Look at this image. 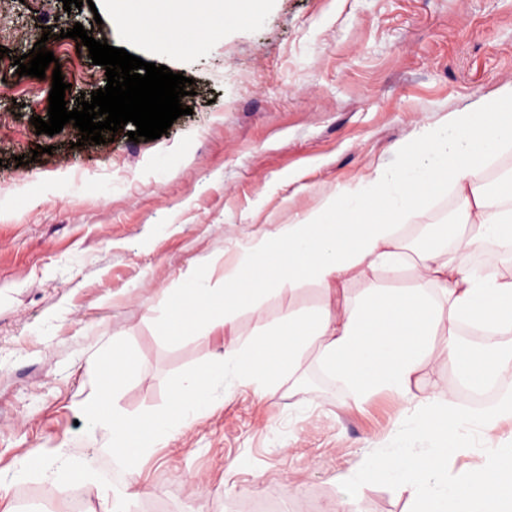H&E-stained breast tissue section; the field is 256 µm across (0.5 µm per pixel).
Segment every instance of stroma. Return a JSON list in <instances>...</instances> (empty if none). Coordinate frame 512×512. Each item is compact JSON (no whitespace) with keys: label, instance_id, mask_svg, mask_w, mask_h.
I'll return each instance as SVG.
<instances>
[{"label":"stroma","instance_id":"1","mask_svg":"<svg viewBox=\"0 0 512 512\" xmlns=\"http://www.w3.org/2000/svg\"><path fill=\"white\" fill-rule=\"evenodd\" d=\"M242 10L217 37L189 25L178 50L115 29L104 0L69 12L62 0H0V512H65L73 497L81 512H100L110 489L126 492L125 512L412 508L362 466L437 446L420 427L424 398L435 384L453 389L456 374L431 357L410 396L380 390L357 405L309 349L264 396L215 393V407L132 475L112 464L110 429L86 418L113 346L134 369L104 410L156 416L230 339L247 340L288 306L319 305L322 289L305 281L207 337L165 338L156 326L180 275L223 286V259L376 167H405L399 143L512 84V0H244ZM77 23L194 79L182 99L190 114L136 143L123 129L82 147L69 124L37 133L31 120L46 116L51 85L14 66L37 40L72 85L68 108L107 83L66 37ZM38 145L44 153L31 157ZM451 444L450 480L483 466L488 449H512V415L464 425ZM36 452L56 465L81 459L94 479L65 490L38 475L15 480Z\"/></svg>","mask_w":512,"mask_h":512}]
</instances>
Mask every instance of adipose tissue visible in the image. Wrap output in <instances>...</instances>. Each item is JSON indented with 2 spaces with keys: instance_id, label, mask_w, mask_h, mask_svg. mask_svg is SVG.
Segmentation results:
<instances>
[{
  "instance_id": "adipose-tissue-1",
  "label": "adipose tissue",
  "mask_w": 512,
  "mask_h": 512,
  "mask_svg": "<svg viewBox=\"0 0 512 512\" xmlns=\"http://www.w3.org/2000/svg\"><path fill=\"white\" fill-rule=\"evenodd\" d=\"M238 11V0H116L113 6L118 29L135 36L159 29L176 48L187 25L206 20L208 34L216 35ZM511 147L509 84L400 145L410 169L376 168L364 183L333 195L321 210L243 249L225 269L223 287L173 284L168 315L158 326L166 337L176 331L210 335L216 324H231L243 308L260 310L268 291L293 289L305 280L329 295L356 272L383 275L352 303L287 308L259 333L225 349L173 388L170 402L179 417L161 415L146 422L118 413L102 416L88 407L91 426L111 429L113 462L134 473L141 454L162 435L211 405L216 380L263 395L279 375L300 368L312 347L324 370L358 402L378 390L409 395L419 364L433 355L467 374L471 386L492 374L511 373L512 355L503 348L512 342V275L470 264L472 254L486 246L512 258V175L494 184L485 175L489 158ZM448 190L459 202L444 229L448 246L411 249L403 227L428 200ZM404 276L409 285L395 287ZM463 327L484 331L485 356L460 345ZM438 333L445 341L437 348L432 338ZM427 403L434 430L451 438L468 413L466 393L440 388ZM447 455V449H434L429 465L396 455L371 462L368 473L408 493L415 512H512L511 449H489L482 469L451 484L438 479Z\"/></svg>"
}]
</instances>
